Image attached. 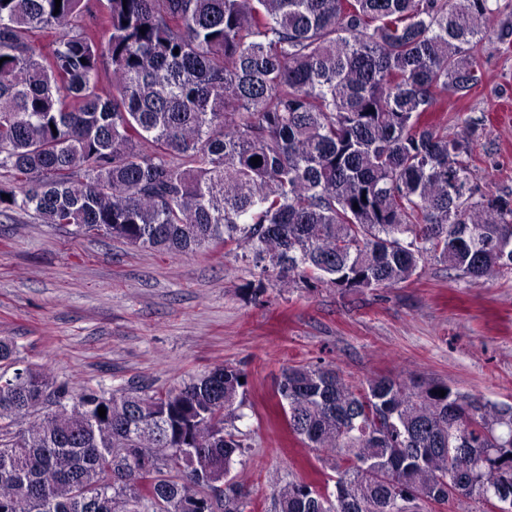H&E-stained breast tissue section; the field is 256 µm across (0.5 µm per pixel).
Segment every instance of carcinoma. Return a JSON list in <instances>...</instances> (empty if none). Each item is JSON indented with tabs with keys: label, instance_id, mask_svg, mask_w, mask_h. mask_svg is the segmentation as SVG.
Returning a JSON list of instances; mask_svg holds the SVG:
<instances>
[{
	"label": "carcinoma",
	"instance_id": "obj_1",
	"mask_svg": "<svg viewBox=\"0 0 512 512\" xmlns=\"http://www.w3.org/2000/svg\"><path fill=\"white\" fill-rule=\"evenodd\" d=\"M99 4L0 0V169L16 182L0 215L166 254L232 246L258 270L252 300L268 283L394 288L432 259L512 272V189L468 161L484 120L450 134L432 118L483 82L485 45L512 53V0ZM19 363L0 338V370L17 368L0 387V512H245L227 430L240 365L150 394L76 393ZM275 397L333 486L274 479V512H487L512 488V405L312 364L283 369Z\"/></svg>",
	"mask_w": 512,
	"mask_h": 512
}]
</instances>
